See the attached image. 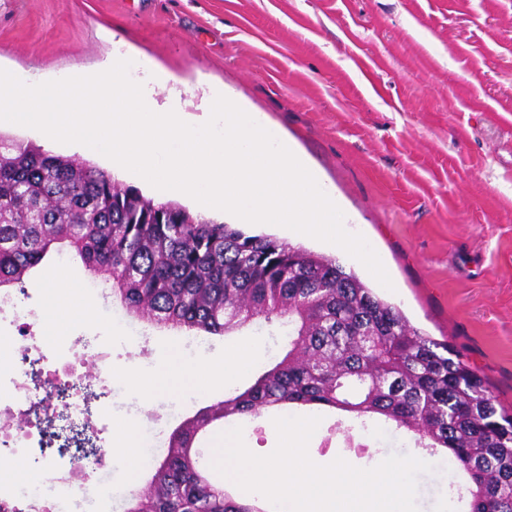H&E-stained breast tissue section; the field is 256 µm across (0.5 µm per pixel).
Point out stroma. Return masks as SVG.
I'll use <instances>...</instances> for the list:
<instances>
[{"mask_svg":"<svg viewBox=\"0 0 512 512\" xmlns=\"http://www.w3.org/2000/svg\"><path fill=\"white\" fill-rule=\"evenodd\" d=\"M118 50L132 54L136 82L155 69L172 74L158 104L178 103L194 120L223 89L275 127L336 196L346 229L378 253L393 287L377 294L460 351L512 408V0H0V69L18 78L95 71ZM248 230L369 276L324 242ZM60 268L99 308L96 322L64 332L79 343L78 369L93 385L112 383V417L92 429L107 455L75 495L87 512H122L150 474L130 475L111 453L116 423H148L164 439L224 394L144 401L126 369L154 366L182 333L126 314L110 275L68 252L11 288L30 331L43 327L40 284ZM375 426L327 412L308 448L361 466L393 453L429 457L414 433L377 440L366 434ZM416 505L467 512L443 470L419 475Z\"/></svg>","mask_w":512,"mask_h":512,"instance_id":"obj_1","label":"stroma"}]
</instances>
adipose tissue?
<instances>
[{
    "mask_svg": "<svg viewBox=\"0 0 512 512\" xmlns=\"http://www.w3.org/2000/svg\"><path fill=\"white\" fill-rule=\"evenodd\" d=\"M43 306L41 319L47 335L56 336L75 321L90 322L98 310L91 301L68 302L73 283L65 276L42 283ZM255 359L250 345L232 347L218 364L192 366L181 362L177 346H170L166 356L147 370L132 369L128 375L135 387L145 396L153 397L166 392L173 396L193 393L204 397L222 388L228 381L245 376Z\"/></svg>",
    "mask_w": 512,
    "mask_h": 512,
    "instance_id": "adipose-tissue-1",
    "label": "adipose tissue"
}]
</instances>
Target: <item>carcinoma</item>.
Instances as JSON below:
<instances>
[{
  "label": "carcinoma",
  "instance_id": "cac0c4a2",
  "mask_svg": "<svg viewBox=\"0 0 512 512\" xmlns=\"http://www.w3.org/2000/svg\"><path fill=\"white\" fill-rule=\"evenodd\" d=\"M68 248L159 328L228 336L288 327V351L196 411L150 460L127 512H264L201 461L224 428L303 409L378 415L443 448L468 476L469 512H512V413L463 355L412 327L355 272L238 224L157 202L79 157L0 137V288Z\"/></svg>",
  "mask_w": 512,
  "mask_h": 512
}]
</instances>
